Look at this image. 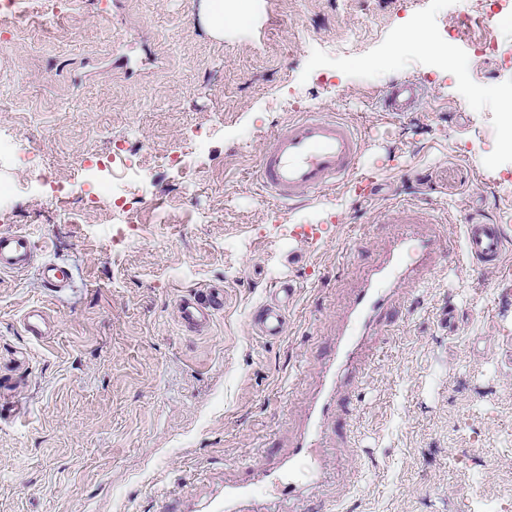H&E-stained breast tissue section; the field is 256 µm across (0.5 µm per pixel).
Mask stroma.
<instances>
[{
  "mask_svg": "<svg viewBox=\"0 0 512 512\" xmlns=\"http://www.w3.org/2000/svg\"><path fill=\"white\" fill-rule=\"evenodd\" d=\"M6 3L0 233L36 258L0 273V512H202L285 454L367 261L409 230L403 205L453 257L395 290L306 502L512 512V0H248L220 38L209 0H51L48 22L32 0L21 23ZM411 78L419 102L383 111ZM314 111L364 142L366 197L260 188L263 147ZM479 223L503 227L499 267L464 253ZM285 280L286 335H257ZM209 288L223 311L186 331L179 297ZM33 306L46 338L23 329Z\"/></svg>",
  "mask_w": 512,
  "mask_h": 512,
  "instance_id": "1",
  "label": "stroma"
}]
</instances>
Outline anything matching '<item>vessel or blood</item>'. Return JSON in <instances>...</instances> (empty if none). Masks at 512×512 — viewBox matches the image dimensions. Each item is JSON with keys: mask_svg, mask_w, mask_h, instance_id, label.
<instances>
[{"mask_svg": "<svg viewBox=\"0 0 512 512\" xmlns=\"http://www.w3.org/2000/svg\"><path fill=\"white\" fill-rule=\"evenodd\" d=\"M420 83L409 79L391 87L382 98L388 112L409 111L420 95ZM362 141L345 122L319 112L289 121L266 145L260 158L258 178L263 191L283 204L358 178L357 165ZM464 250L471 261L493 268L499 265L506 245L503 229L497 224H468L464 227ZM35 246L20 232L0 233V270L17 271L28 267ZM449 247L441 232L396 239L385 259L371 265L365 283L351 298L348 315L324 382L309 410L305 425L288 454L274 466L251 474L249 479L225 484L223 497L209 504L210 512H238L239 505L251 498L261 484H270L280 495L300 501L293 478V461L303 456L316 458L326 431L335 426L345 406L338 394L337 370L353 360L364 358L363 343L374 325L391 315V293L401 284L434 270L446 259ZM295 293L292 284L274 291V298L253 316L257 332L278 337L288 329L285 306ZM224 306L219 290L181 297L177 314L183 327L195 330L208 324Z\"/></svg>", "mask_w": 512, "mask_h": 512, "instance_id": "vessel-or-blood-1", "label": "vessel or blood"}]
</instances>
